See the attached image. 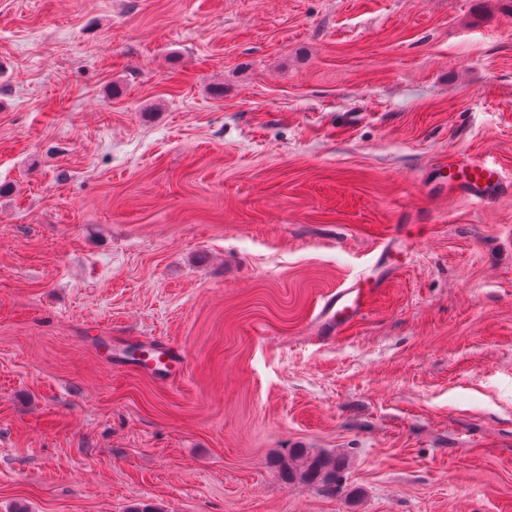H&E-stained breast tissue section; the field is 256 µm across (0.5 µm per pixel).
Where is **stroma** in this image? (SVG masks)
<instances>
[{"mask_svg": "<svg viewBox=\"0 0 512 512\" xmlns=\"http://www.w3.org/2000/svg\"><path fill=\"white\" fill-rule=\"evenodd\" d=\"M452 151L512 177V0H0V512H512V195ZM447 167L448 193L473 204H487L498 195L512 193V180L486 156L449 152ZM378 285L379 280L366 271L340 284L335 293L327 296L316 316L320 333L337 335L362 317L367 309L368 294ZM143 352L144 358L139 360L138 367L144 373L164 371L175 376L184 369V356L174 347L166 344H149ZM300 465L301 477L310 483H319L324 487L331 488L338 462L334 457L322 455H302Z\"/></svg>", "mask_w": 512, "mask_h": 512, "instance_id": "1", "label": "stroma"}]
</instances>
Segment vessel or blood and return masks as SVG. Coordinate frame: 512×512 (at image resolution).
Listing matches in <instances>:
<instances>
[{
  "instance_id": "1",
  "label": "vessel or blood",
  "mask_w": 512,
  "mask_h": 512,
  "mask_svg": "<svg viewBox=\"0 0 512 512\" xmlns=\"http://www.w3.org/2000/svg\"><path fill=\"white\" fill-rule=\"evenodd\" d=\"M447 179L450 194L477 205L489 203L503 193H512V179L485 156L449 153ZM377 285V280L365 272L340 284L335 293L327 296L317 314L321 334H337L362 317L368 295ZM184 365L183 355L174 347L151 344L145 347L138 367L148 374L164 371L174 375L182 372Z\"/></svg>"
}]
</instances>
